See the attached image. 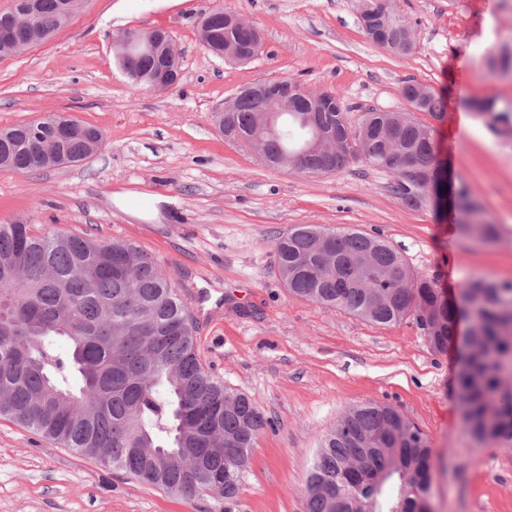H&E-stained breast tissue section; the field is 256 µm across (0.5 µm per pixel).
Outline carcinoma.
Here are the masks:
<instances>
[{
    "instance_id": "carcinoma-1",
    "label": "carcinoma",
    "mask_w": 512,
    "mask_h": 512,
    "mask_svg": "<svg viewBox=\"0 0 512 512\" xmlns=\"http://www.w3.org/2000/svg\"><path fill=\"white\" fill-rule=\"evenodd\" d=\"M64 0H38L41 21L52 31L72 17ZM389 53L405 58L413 28L384 0H369ZM216 6L202 18L218 56L231 39L260 52L249 27L228 29ZM23 0L0 13V26L23 27ZM155 29H130L120 62L131 85L158 89L153 76L162 56L145 46ZM276 80L257 96L241 91L223 120L224 135L253 147L269 164L302 175L331 174L353 162L393 174L391 192L404 205L431 207L465 217L462 235H500L459 174L445 180L435 152V129L412 112L370 109L352 123L350 108L334 92L320 93L314 112H283L267 127L285 90ZM417 110L438 118L445 103L431 86ZM474 109L492 130L512 132V102L488 97ZM59 114L0 131V169L18 174L43 169L42 144L54 135ZM91 143L73 138L62 150L80 161ZM282 284L298 298L348 311L387 326L418 312L432 316L423 329L430 348L444 353L468 318L456 374L463 420L480 444L512 445V282L476 277L445 299L435 281L413 271L382 238L350 229L299 224L273 242ZM67 343L66 349L58 346ZM0 417L97 459L116 471L186 499L217 495L232 512L256 436L270 420L245 394L205 371L187 304L161 266L139 247L97 242L64 233L34 234L30 224H0ZM433 448L397 409L367 403L348 409L320 443L306 483L307 512H432Z\"/></svg>"
}]
</instances>
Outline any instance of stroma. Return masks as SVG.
<instances>
[{"instance_id":"obj_1","label":"stroma","mask_w":512,"mask_h":512,"mask_svg":"<svg viewBox=\"0 0 512 512\" xmlns=\"http://www.w3.org/2000/svg\"><path fill=\"white\" fill-rule=\"evenodd\" d=\"M416 32L398 58L359 22L363 0H85L53 38L0 55V129L48 112L102 129L106 143L77 162L19 175L0 170V224L18 218L139 247L187 301L203 365L272 421L257 436L233 512H306V479L323 435L353 405L387 404L433 448L434 512H512V446L477 445L459 407V345L430 349L414 317L377 325L284 288L274 239L297 224L353 228L385 239L448 295L470 279L512 281V134L491 130L477 98L512 101L493 60L512 51V0H390ZM263 33L238 66L210 56L201 18L216 4ZM165 29L180 82L133 89L113 42L128 29ZM291 79L332 91L350 119L402 110L413 78L446 101L436 149L464 175L494 243L459 234L452 215L405 206L392 175L361 163L301 176L225 141L213 113L241 88ZM0 512H224L215 496L185 500L102 466L0 418Z\"/></svg>"}]
</instances>
